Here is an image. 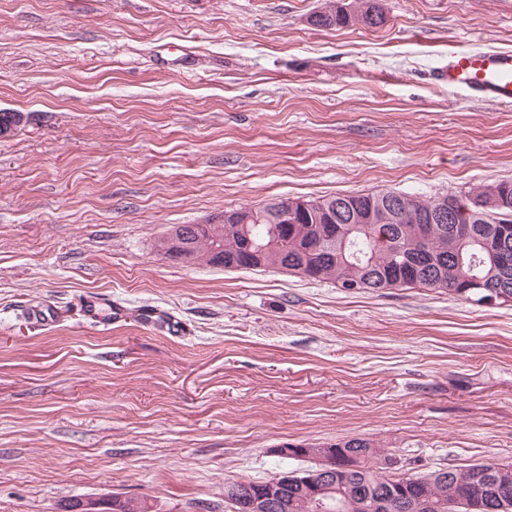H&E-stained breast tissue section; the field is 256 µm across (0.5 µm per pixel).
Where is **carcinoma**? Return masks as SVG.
Instances as JSON below:
<instances>
[{
  "label": "carcinoma",
  "instance_id": "1",
  "mask_svg": "<svg viewBox=\"0 0 512 512\" xmlns=\"http://www.w3.org/2000/svg\"><path fill=\"white\" fill-rule=\"evenodd\" d=\"M386 21L382 0H362L361 10L352 12L333 0L311 17L320 28H343L361 24L379 27ZM497 194L512 202V181L490 184L465 195H442L428 200L396 191L357 195L356 211L384 215L383 207L396 200L398 218L387 224H359L353 210L340 205L335 196L304 201L300 223L288 228V245L278 248L280 261L288 267L309 271L316 280H328L336 287L354 291L384 288H460L467 278L478 277L483 287L473 289L463 299L477 303L486 288L512 291V264L501 262L503 247L512 250V230L504 224L480 222L483 205ZM282 199L259 206H241L231 213L249 212L256 220L248 224H226L224 230H192L190 224H176L167 235L186 241L189 252L199 259L222 257L224 265L243 258L241 241L254 247L267 245L272 226L280 223ZM455 212L458 224L470 235L459 238L450 225L433 224L426 234L420 226L440 204ZM354 467L353 477L332 495L339 512H376L371 500L387 488L402 485L414 497H423L427 506L420 512H448L447 506L466 498L475 488L512 504V471L492 474L485 464L464 469H437L425 474L427 481L412 477L393 478L385 474L380 461L385 450L368 439L352 438L334 444ZM289 512H312L310 501L300 490L288 494ZM96 512H148L138 498H114L100 502Z\"/></svg>",
  "mask_w": 512,
  "mask_h": 512
}]
</instances>
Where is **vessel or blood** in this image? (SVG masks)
<instances>
[{
    "label": "vessel or blood",
    "mask_w": 512,
    "mask_h": 512,
    "mask_svg": "<svg viewBox=\"0 0 512 512\" xmlns=\"http://www.w3.org/2000/svg\"><path fill=\"white\" fill-rule=\"evenodd\" d=\"M449 91L465 97L512 106V51L489 48L452 52L446 66L436 73Z\"/></svg>",
    "instance_id": "vessel-or-blood-1"
}]
</instances>
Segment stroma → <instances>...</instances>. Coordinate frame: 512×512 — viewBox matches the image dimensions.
<instances>
[{"label":"stroma","mask_w":512,"mask_h":512,"mask_svg":"<svg viewBox=\"0 0 512 512\" xmlns=\"http://www.w3.org/2000/svg\"><path fill=\"white\" fill-rule=\"evenodd\" d=\"M325 2L0 0V512H224L226 484L314 467L283 445L351 438L398 477L512 465V304L154 249L277 198L512 180V108L434 79L512 50V0L342 29ZM100 502V507L96 509L97 505L86 506L87 510H95L96 512L101 511H112V512H148L147 506L144 502L138 498H112V503Z\"/></svg>","instance_id":"1"}]
</instances>
